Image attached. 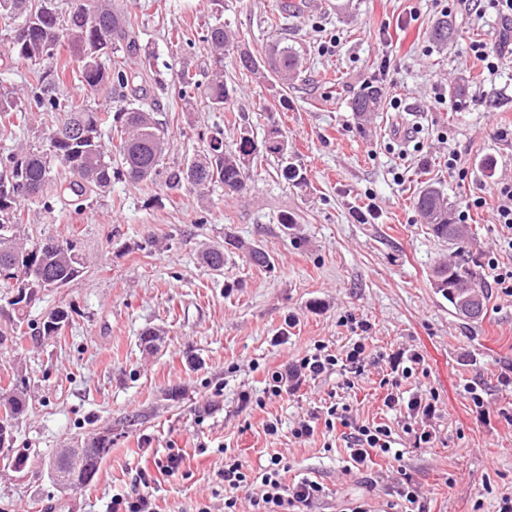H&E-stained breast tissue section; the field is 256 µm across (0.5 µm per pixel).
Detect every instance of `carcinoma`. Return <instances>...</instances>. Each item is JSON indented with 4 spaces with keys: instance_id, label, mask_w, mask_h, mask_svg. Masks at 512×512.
Masks as SVG:
<instances>
[{
    "instance_id": "obj_1",
    "label": "carcinoma",
    "mask_w": 512,
    "mask_h": 512,
    "mask_svg": "<svg viewBox=\"0 0 512 512\" xmlns=\"http://www.w3.org/2000/svg\"><path fill=\"white\" fill-rule=\"evenodd\" d=\"M56 0H0V24L12 33L0 65L9 70L14 61L36 66L34 79L21 93L0 85V278L17 282L23 290L29 282L31 267L41 269L47 290L50 285L62 286L82 273V265L72 242L58 240L59 253L43 251L40 242L28 243L21 238L26 223L25 207L36 206L37 212L50 214L61 204L75 210L84 203L105 195L115 181L131 183L162 182L169 188L188 186L207 190L219 185L227 194L245 190L250 179V164L260 155L280 162L283 179L296 185L305 181L303 172L288 162V136L279 123L271 121L261 141L252 130L241 125L235 147L224 148V132L217 130L207 138L202 154L186 162L166 167L164 157L169 139L164 122L152 105L128 98L125 90L135 79H145L144 72L129 66L126 57L139 51V26L136 19L118 9L112 0H87L79 7L62 12ZM217 6L215 21L203 36L211 47L212 60L205 79L188 70L176 73L174 85L179 96L190 105L201 99L212 112L224 111L229 89L224 84V56L235 55L238 66L248 71L268 69L281 84L286 85L299 67V58L288 46L275 42L266 49L260 61L236 42L230 24L224 22L223 0H211ZM67 46L77 62L81 88L90 93L103 89L115 95L116 105L103 112L83 100L62 102L59 86L63 82L57 57L60 47ZM382 89L366 86L352 100V111L366 116L380 107ZM51 116L55 124L43 133L37 144L10 142L17 131L24 130L32 113ZM424 223L439 239L448 243L452 257L433 270V287L448 299L451 312L464 321H472L470 308L484 307L478 265L464 258L468 239L448 204V198L437 187L427 185L415 200ZM244 253L254 265L273 266L270 255L259 245L246 243L227 234L224 245L210 247L202 255L204 264L215 272L224 271L225 251ZM10 300L0 292V302L13 311L9 317L11 331L0 329V349L7 347L12 335L27 327L32 336H52L70 321L71 311L58 307L44 320L27 318L29 298L10 292ZM27 407L25 388L14 382L0 388V410L5 423L15 428ZM12 457L0 462L19 469L27 464L30 452L7 441ZM111 449V441L97 438L89 448L88 468L76 477V486L94 478L102 460Z\"/></svg>"
}]
</instances>
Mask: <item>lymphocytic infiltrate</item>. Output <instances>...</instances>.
I'll list each match as a JSON object with an SVG mask.
<instances>
[{"mask_svg": "<svg viewBox=\"0 0 512 512\" xmlns=\"http://www.w3.org/2000/svg\"><path fill=\"white\" fill-rule=\"evenodd\" d=\"M494 200L493 216L501 227L503 244L512 250V181H495L487 188L485 195L474 199L475 207H482L486 200ZM387 362L390 374L382 378L387 393L384 405L399 414L402 430L411 435L414 447L432 443L435 431L431 426L437 414L436 394L418 393L404 395L401 386L405 379L423 373L424 358L414 349L389 355L371 354L364 340H356L344 356L329 353L326 346L304 354L286 370L272 373L265 388L266 397H278L282 393L299 389L305 382L335 370L347 374H360L369 360ZM327 430L336 427L348 428L346 448L351 468L363 470L371 453H379L393 460H401L402 450L396 449V439L389 425H353L347 404L334 402L322 411ZM288 466L280 455H271L259 476H252L242 460L228 458L224 461V512H239L238 494H249L251 512H311L312 507L326 495L322 484L307 477L286 482L284 475Z\"/></svg>", "mask_w": 512, "mask_h": 512, "instance_id": "1", "label": "lymphocytic infiltrate"}]
</instances>
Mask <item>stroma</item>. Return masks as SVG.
<instances>
[{"mask_svg": "<svg viewBox=\"0 0 512 512\" xmlns=\"http://www.w3.org/2000/svg\"><path fill=\"white\" fill-rule=\"evenodd\" d=\"M116 3L137 19L150 55L145 92L167 124L166 165L198 154L200 133L213 127L223 129L230 149L242 122L259 139L273 119L307 183L292 186L268 159L240 195L117 182L82 212L59 207L26 225L29 237L70 240L83 273L38 293L27 308L35 321L56 307L74 308L58 335H19L0 350V387L26 380L28 408L15 437L31 450L22 472L0 469V512H109L113 496L144 490L158 512H224L228 452L255 472L281 454L290 476L328 489L318 512H342L361 497L371 512H384L386 487L400 468L427 512H497L501 496L512 493V426L497 415L512 403L498 382L512 367V297L490 288L485 317L470 325L450 315L432 286L448 246L423 223L413 198L425 185L440 187L454 212L469 213L475 258L493 252L512 265L490 207L467 206L492 177L512 176V139L499 135L512 126V35L503 17L456 10L448 16L453 40L436 44L429 31L445 17L438 0H307L304 12L288 14L282 0H224V19L242 47L260 57L281 41L298 51L301 66L285 87L225 62L230 99L212 112L201 102L186 106L173 89L178 70L209 64L199 37L213 19L210 0ZM180 31L194 48L175 47ZM332 39L336 48L322 53ZM475 41L502 51L495 75L471 55ZM367 85L383 88L385 101L365 120L350 101ZM458 86L463 96L451 98ZM452 152L460 157L453 168ZM486 160L494 176L483 169ZM370 206L373 217L358 221L356 212ZM285 210L297 218L289 231L278 222ZM228 234L260 245L273 268L236 251L223 273L210 271L202 253ZM361 321L371 352L423 355L426 375L403 386L437 392L439 413L432 447H411L400 432V468L377 456L349 473L341 434L319 425L298 441L291 430L335 392L355 423L395 425L383 405L385 365H367L348 390L335 371L278 397L263 392L272 372L314 345L344 356ZM149 328L158 334L151 349L141 342ZM473 381L484 390L489 421L472 409L466 389ZM245 391L264 406L242 403ZM273 420L279 431L270 436L264 426ZM102 435L112 449L94 480L60 491L45 462ZM173 448L184 453L180 471L162 475L158 465ZM372 478L378 485L370 490Z\"/></svg>", "mask_w": 512, "mask_h": 512, "instance_id": "obj_1", "label": "stroma"}]
</instances>
